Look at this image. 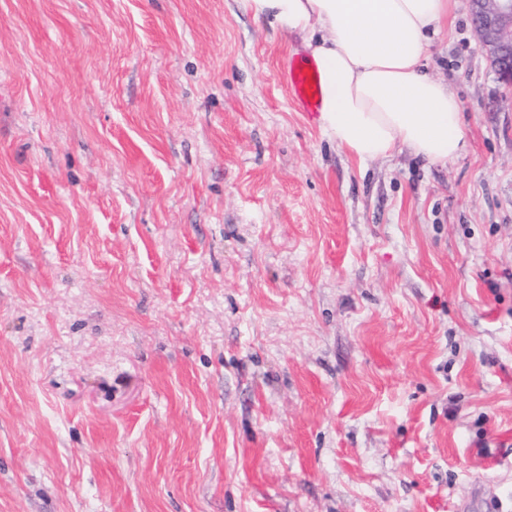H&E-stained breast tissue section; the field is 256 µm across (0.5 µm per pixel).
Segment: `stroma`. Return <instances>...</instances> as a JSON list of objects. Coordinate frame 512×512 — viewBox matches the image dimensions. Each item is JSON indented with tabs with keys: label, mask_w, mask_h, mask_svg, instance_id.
I'll return each instance as SVG.
<instances>
[{
	"label": "stroma",
	"mask_w": 512,
	"mask_h": 512,
	"mask_svg": "<svg viewBox=\"0 0 512 512\" xmlns=\"http://www.w3.org/2000/svg\"><path fill=\"white\" fill-rule=\"evenodd\" d=\"M245 0H0V512H512V93L359 165Z\"/></svg>",
	"instance_id": "obj_1"
}]
</instances>
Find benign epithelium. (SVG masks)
Returning a JSON list of instances; mask_svg holds the SVG:
<instances>
[{
    "label": "benign epithelium",
    "instance_id": "obj_1",
    "mask_svg": "<svg viewBox=\"0 0 512 512\" xmlns=\"http://www.w3.org/2000/svg\"><path fill=\"white\" fill-rule=\"evenodd\" d=\"M470 10L481 49L512 89V0H470Z\"/></svg>",
    "mask_w": 512,
    "mask_h": 512
}]
</instances>
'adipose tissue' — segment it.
Returning a JSON list of instances; mask_svg holds the SVG:
<instances>
[{
  "mask_svg": "<svg viewBox=\"0 0 512 512\" xmlns=\"http://www.w3.org/2000/svg\"><path fill=\"white\" fill-rule=\"evenodd\" d=\"M299 36L321 86L319 127L359 162L406 148L445 163L466 150L460 103L428 75L432 34L451 0H246Z\"/></svg>",
  "mask_w": 512,
  "mask_h": 512,
  "instance_id": "ef3b65f1",
  "label": "adipose tissue"
}]
</instances>
